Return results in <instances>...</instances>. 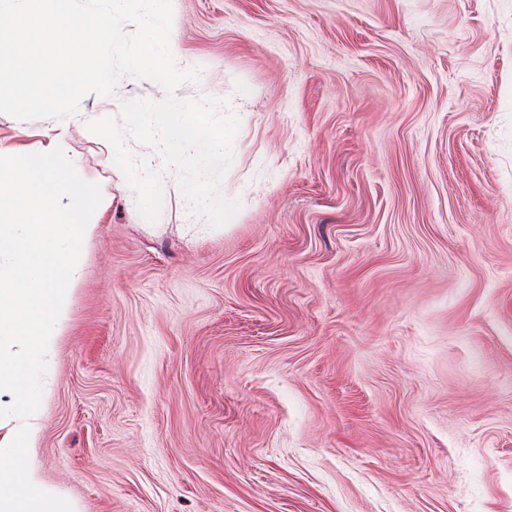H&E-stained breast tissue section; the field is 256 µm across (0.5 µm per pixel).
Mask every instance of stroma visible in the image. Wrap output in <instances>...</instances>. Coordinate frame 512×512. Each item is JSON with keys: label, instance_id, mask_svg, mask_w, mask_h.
<instances>
[{"label": "stroma", "instance_id": "35a3bbf8", "mask_svg": "<svg viewBox=\"0 0 512 512\" xmlns=\"http://www.w3.org/2000/svg\"><path fill=\"white\" fill-rule=\"evenodd\" d=\"M182 98L239 127L202 225L144 220L87 121L102 201L31 464L82 512H512V0H172Z\"/></svg>", "mask_w": 512, "mask_h": 512}]
</instances>
